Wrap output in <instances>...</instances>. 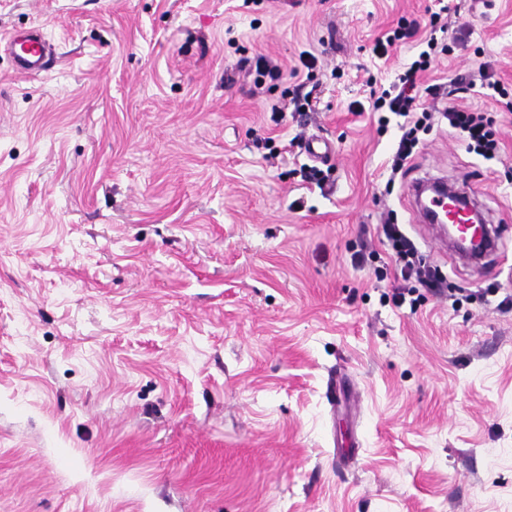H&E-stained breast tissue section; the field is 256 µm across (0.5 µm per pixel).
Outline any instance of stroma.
I'll return each mask as SVG.
<instances>
[{
	"mask_svg": "<svg viewBox=\"0 0 512 512\" xmlns=\"http://www.w3.org/2000/svg\"><path fill=\"white\" fill-rule=\"evenodd\" d=\"M438 11L461 44L421 102L466 82L501 151L442 121L395 173L368 106L417 41L373 48ZM23 29L58 62L0 53V512H512V108L479 83L512 87V0H0V35ZM312 134L325 189L299 173ZM426 177L477 196L496 252L421 221ZM388 221L465 300L393 303ZM417 32L416 23L414 21L404 20L398 23L397 27L391 28L381 37H378L375 43L374 52L380 57L387 56L389 50L407 40L413 38Z\"/></svg>",
	"mask_w": 512,
	"mask_h": 512,
	"instance_id": "obj_1",
	"label": "stroma"
}]
</instances>
